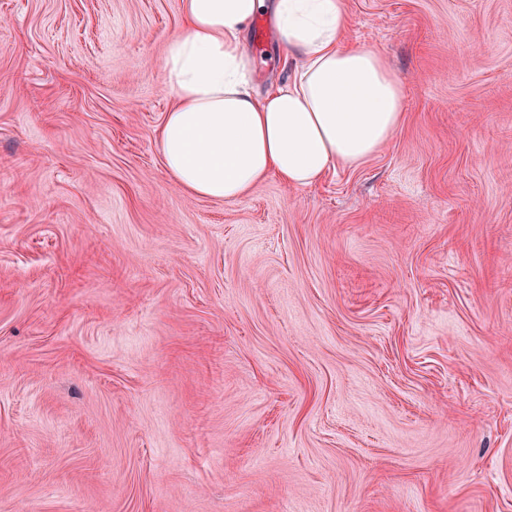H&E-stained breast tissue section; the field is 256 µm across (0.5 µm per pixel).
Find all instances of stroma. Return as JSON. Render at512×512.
I'll return each instance as SVG.
<instances>
[{"mask_svg":"<svg viewBox=\"0 0 512 512\" xmlns=\"http://www.w3.org/2000/svg\"><path fill=\"white\" fill-rule=\"evenodd\" d=\"M346 7L401 127L225 201L160 151L181 0H0V512H512V0Z\"/></svg>","mask_w":512,"mask_h":512,"instance_id":"35a3bbf8","label":"stroma"}]
</instances>
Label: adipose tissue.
<instances>
[{
    "instance_id": "adipose-tissue-1",
    "label": "adipose tissue",
    "mask_w": 512,
    "mask_h": 512,
    "mask_svg": "<svg viewBox=\"0 0 512 512\" xmlns=\"http://www.w3.org/2000/svg\"><path fill=\"white\" fill-rule=\"evenodd\" d=\"M181 8L183 27L165 43L176 103L159 145L184 190L236 200L272 173L307 187L336 167H360L398 129L403 81L381 53L345 45V0H181ZM265 13L293 67L259 95L243 35Z\"/></svg>"
}]
</instances>
